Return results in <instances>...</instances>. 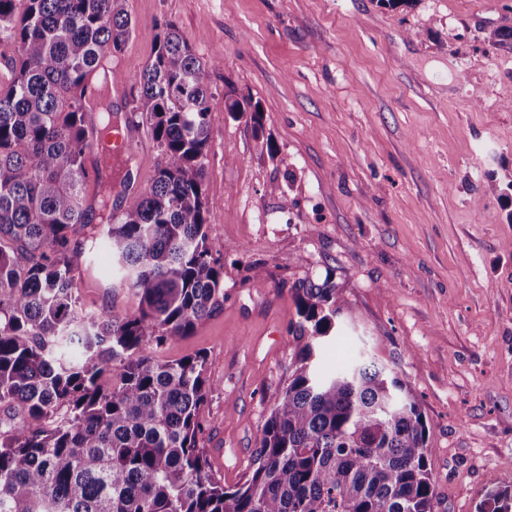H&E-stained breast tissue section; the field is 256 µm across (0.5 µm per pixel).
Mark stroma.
Listing matches in <instances>:
<instances>
[{
	"label": "stroma",
	"mask_w": 512,
	"mask_h": 512,
	"mask_svg": "<svg viewBox=\"0 0 512 512\" xmlns=\"http://www.w3.org/2000/svg\"><path fill=\"white\" fill-rule=\"evenodd\" d=\"M133 30L112 60L128 81L164 23L210 62L203 192L224 303L155 356L207 358L211 474L244 481L288 382L291 290L330 283L345 304L324 353H366L409 382L430 429L435 512H476L512 488V0H123ZM229 100L257 104L259 122ZM132 151L134 208L162 161ZM79 306L122 316L138 299L103 246Z\"/></svg>",
	"instance_id": "35a3bbf8"
}]
</instances>
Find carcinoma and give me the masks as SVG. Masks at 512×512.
<instances>
[{
  "label": "carcinoma",
  "instance_id": "carcinoma-1",
  "mask_svg": "<svg viewBox=\"0 0 512 512\" xmlns=\"http://www.w3.org/2000/svg\"><path fill=\"white\" fill-rule=\"evenodd\" d=\"M17 2L0 0V41L15 49L0 80V512H434L430 429L410 385L373 360L322 369L340 313L328 284L293 289L288 384L247 478L226 488L209 475L206 357L154 352L224 299L203 198L211 64L165 24L129 120L149 126L164 164L135 208L93 225L85 115L107 109L131 17L122 0ZM488 39L512 50V27ZM78 227L138 297L120 318L78 309ZM477 512H512V490H486Z\"/></svg>",
  "mask_w": 512,
  "mask_h": 512
}]
</instances>
